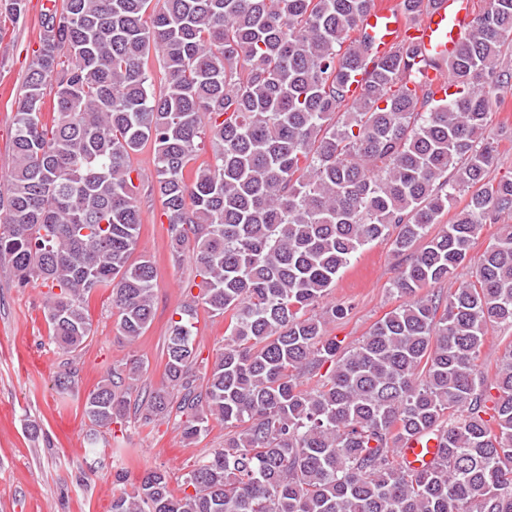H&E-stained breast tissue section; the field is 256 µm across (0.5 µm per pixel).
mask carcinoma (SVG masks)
Instances as JSON below:
<instances>
[{"mask_svg": "<svg viewBox=\"0 0 512 512\" xmlns=\"http://www.w3.org/2000/svg\"><path fill=\"white\" fill-rule=\"evenodd\" d=\"M48 2L0 183V267L50 288L63 352L91 335L86 302L102 288L134 343L153 318L155 267L133 259L131 156L152 144L171 255L191 252L200 294L170 320L166 384L146 393L139 359L115 364L83 415L94 440L124 420L172 418L190 442L212 422L226 429L177 487L149 469L109 512H512V343L481 361L489 332L512 329V225L474 279L420 294L512 213V173L493 174L489 134L512 87V0H480L443 66L455 91L438 100L411 46L380 55L352 36L375 0ZM429 5L399 3L410 24ZM380 239L405 256L391 284L404 301L344 347L325 325L347 308H317ZM200 304L228 318L203 371ZM429 438L433 463L404 466V446Z\"/></svg>", "mask_w": 512, "mask_h": 512, "instance_id": "cac0c4a2", "label": "carcinoma"}]
</instances>
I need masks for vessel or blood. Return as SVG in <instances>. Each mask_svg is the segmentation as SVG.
Returning a JSON list of instances; mask_svg holds the SVG:
<instances>
[{"label": "vessel or blood", "mask_w": 512, "mask_h": 512, "mask_svg": "<svg viewBox=\"0 0 512 512\" xmlns=\"http://www.w3.org/2000/svg\"><path fill=\"white\" fill-rule=\"evenodd\" d=\"M476 9L474 0H432L430 7L415 24H407L400 10L382 0L378 7L364 14L358 24L370 35L379 51H388L401 40H408L423 63L433 88H440L446 77L435 64L452 58L467 39ZM436 441L422 444L410 441L402 451L403 461L421 469L434 459Z\"/></svg>", "instance_id": "1"}]
</instances>
